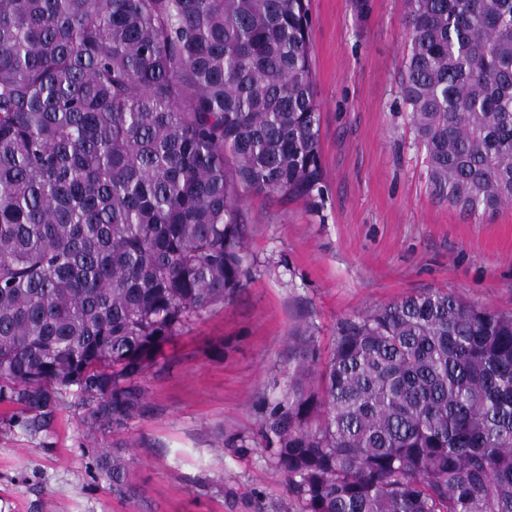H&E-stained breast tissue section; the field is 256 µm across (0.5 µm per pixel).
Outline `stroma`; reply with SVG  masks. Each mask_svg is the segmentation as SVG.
<instances>
[{
    "instance_id": "1",
    "label": "stroma",
    "mask_w": 512,
    "mask_h": 512,
    "mask_svg": "<svg viewBox=\"0 0 512 512\" xmlns=\"http://www.w3.org/2000/svg\"><path fill=\"white\" fill-rule=\"evenodd\" d=\"M407 13V0H311L323 203L244 199L245 288L171 340L123 429L87 436L69 394L32 437L0 405V512H288L258 403L286 394L294 333L314 324L326 352L343 319L431 288L512 313V205L467 215L430 193L401 94ZM116 440L133 461L129 502L86 455Z\"/></svg>"
}]
</instances>
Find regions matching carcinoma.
Returning a JSON list of instances; mask_svg holds the SVG:
<instances>
[{"mask_svg":"<svg viewBox=\"0 0 512 512\" xmlns=\"http://www.w3.org/2000/svg\"><path fill=\"white\" fill-rule=\"evenodd\" d=\"M403 96L434 196L512 204V0H408ZM309 0H0V404L142 415L194 317L245 287V196L322 198ZM259 403L294 512H512V315L446 290L293 337ZM129 499L126 446L92 450Z\"/></svg>","mask_w":512,"mask_h":512,"instance_id":"carcinoma-1","label":"carcinoma"}]
</instances>
